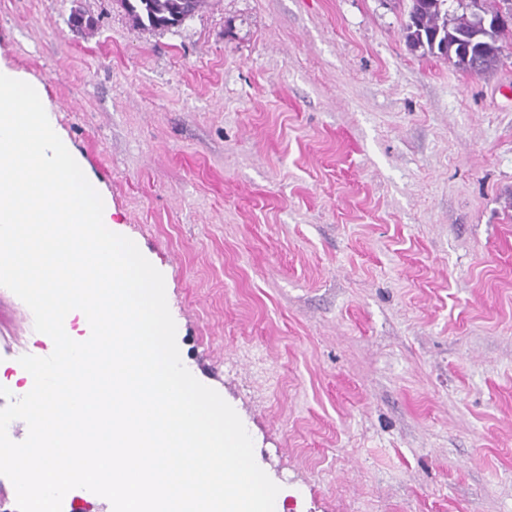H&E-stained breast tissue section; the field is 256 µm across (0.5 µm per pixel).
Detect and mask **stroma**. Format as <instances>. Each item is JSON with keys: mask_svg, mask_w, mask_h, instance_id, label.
<instances>
[{"mask_svg": "<svg viewBox=\"0 0 512 512\" xmlns=\"http://www.w3.org/2000/svg\"><path fill=\"white\" fill-rule=\"evenodd\" d=\"M403 23L393 0H203L172 29L0 0V66L163 274L275 512H512V58L462 71ZM52 351L0 287V386Z\"/></svg>", "mask_w": 512, "mask_h": 512, "instance_id": "35a3bbf8", "label": "stroma"}]
</instances>
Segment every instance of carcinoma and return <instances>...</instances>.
<instances>
[{"mask_svg":"<svg viewBox=\"0 0 512 512\" xmlns=\"http://www.w3.org/2000/svg\"><path fill=\"white\" fill-rule=\"evenodd\" d=\"M143 28L170 29L180 25L184 0H121ZM512 15V0H408L404 26L407 42L432 55L448 58L458 68L476 75L490 74L503 65L512 24L480 30L478 18ZM472 39L471 55L459 52V43Z\"/></svg>","mask_w":512,"mask_h":512,"instance_id":"carcinoma-1","label":"carcinoma"}]
</instances>
